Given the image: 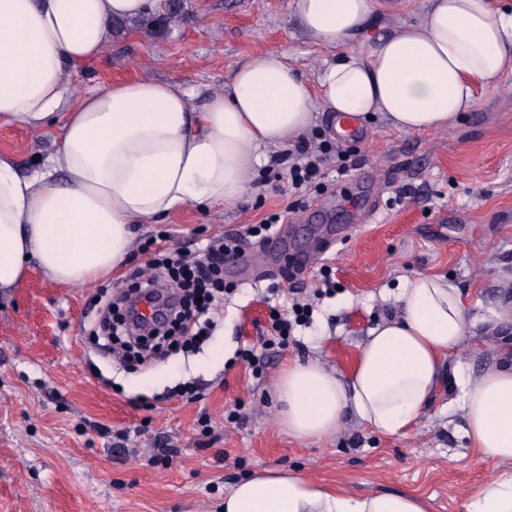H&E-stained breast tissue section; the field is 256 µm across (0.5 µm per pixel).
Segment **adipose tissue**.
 Masks as SVG:
<instances>
[{"label": "adipose tissue", "instance_id": "1", "mask_svg": "<svg viewBox=\"0 0 512 512\" xmlns=\"http://www.w3.org/2000/svg\"><path fill=\"white\" fill-rule=\"evenodd\" d=\"M164 0H0V120L38 129L62 114L59 145L20 175L0 151V292L31 267L61 285L108 278L133 227L193 205L232 206L249 192L261 150L298 141L317 112L383 113L402 131H438L512 71V12L489 0H430L418 22L352 46L375 23L374 0H294L304 30L338 48L310 90L285 55L236 69L228 89L194 105L182 83L139 78L98 86L66 105L117 20L162 11ZM401 311L370 329L347 381L315 360H292L274 382L280 421L304 441L326 438L346 413L386 436L410 430L433 401L444 359L468 331L458 288L438 276L406 281ZM466 435L512 462V357L461 384ZM220 512H429L411 493L354 496L285 468L240 480ZM468 512H512V473L489 482Z\"/></svg>", "mask_w": 512, "mask_h": 512}]
</instances>
